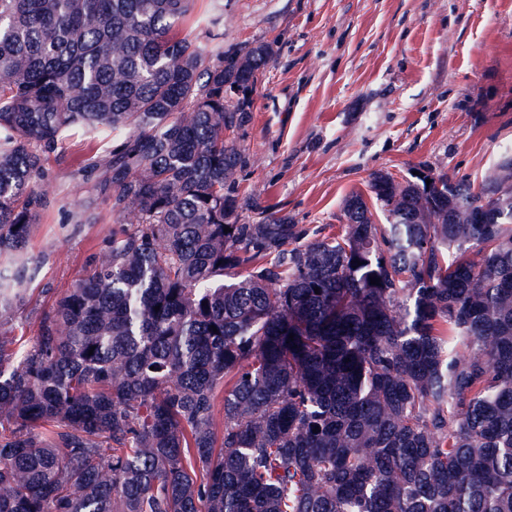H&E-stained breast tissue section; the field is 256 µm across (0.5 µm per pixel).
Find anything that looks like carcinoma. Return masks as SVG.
Here are the masks:
<instances>
[{
	"instance_id": "cac0c4a2",
	"label": "carcinoma",
	"mask_w": 512,
	"mask_h": 512,
	"mask_svg": "<svg viewBox=\"0 0 512 512\" xmlns=\"http://www.w3.org/2000/svg\"><path fill=\"white\" fill-rule=\"evenodd\" d=\"M192 4L0 0V512H512V157L376 172L337 235L241 224L230 133L273 49L205 51ZM77 129L118 144L74 223L100 199L120 229L29 344Z\"/></svg>"
}]
</instances>
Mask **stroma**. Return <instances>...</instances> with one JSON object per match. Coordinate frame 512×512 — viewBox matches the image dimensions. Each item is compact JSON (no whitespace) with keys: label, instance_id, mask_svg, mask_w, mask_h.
Returning a JSON list of instances; mask_svg holds the SVG:
<instances>
[{"label":"stroma","instance_id":"35a3bbf8","mask_svg":"<svg viewBox=\"0 0 512 512\" xmlns=\"http://www.w3.org/2000/svg\"><path fill=\"white\" fill-rule=\"evenodd\" d=\"M219 12L223 26L199 27ZM187 28L207 50L273 46L236 135L241 223L262 207L335 235L345 198L375 172L478 183L512 154V0H195ZM88 152L75 134L48 159L60 194L27 245L42 263L15 316L29 341L112 235L106 203L97 223L71 221L91 194L70 177Z\"/></svg>","mask_w":512,"mask_h":512}]
</instances>
